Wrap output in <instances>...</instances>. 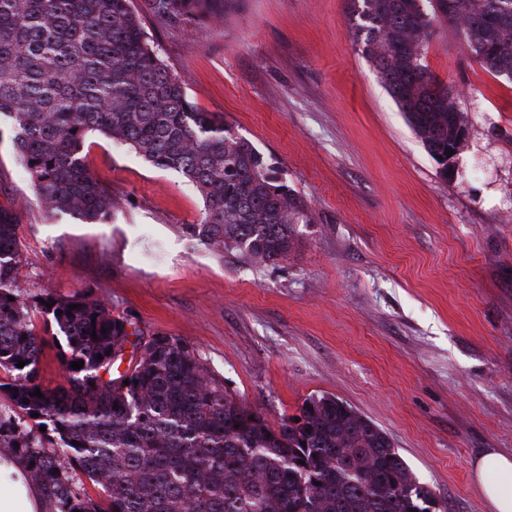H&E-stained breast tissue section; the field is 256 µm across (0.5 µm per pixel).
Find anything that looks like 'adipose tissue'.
<instances>
[{
  "label": "adipose tissue",
  "mask_w": 512,
  "mask_h": 512,
  "mask_svg": "<svg viewBox=\"0 0 512 512\" xmlns=\"http://www.w3.org/2000/svg\"><path fill=\"white\" fill-rule=\"evenodd\" d=\"M473 478L490 512H512V455L485 449L473 464ZM37 488L10 453H0V512H41Z\"/></svg>",
  "instance_id": "adipose-tissue-1"
}]
</instances>
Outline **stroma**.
<instances>
[{
  "mask_svg": "<svg viewBox=\"0 0 512 512\" xmlns=\"http://www.w3.org/2000/svg\"><path fill=\"white\" fill-rule=\"evenodd\" d=\"M131 6L190 101L267 157L309 221L287 259L239 267L187 237L195 188L99 134L84 152L119 202L111 220L49 219L5 132L0 204L23 209L20 287L85 292L143 336L189 343L270 424L336 396L448 512H488L471 462L512 454V79L437 25L424 63L467 120L445 179L356 51L349 0H224L216 22Z\"/></svg>",
  "mask_w": 512,
  "mask_h": 512,
  "instance_id": "stroma-1",
  "label": "stroma"
}]
</instances>
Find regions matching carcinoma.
<instances>
[{
    "label": "carcinoma",
    "mask_w": 512,
    "mask_h": 512,
    "mask_svg": "<svg viewBox=\"0 0 512 512\" xmlns=\"http://www.w3.org/2000/svg\"><path fill=\"white\" fill-rule=\"evenodd\" d=\"M350 5L356 49L448 178V140L467 121L454 91L423 64L424 47L448 24L475 62L511 79L512 0ZM151 10L216 20L224 0H151ZM3 123L50 217L111 218L117 202L83 155L93 133L192 184L204 215L188 237L243 267L288 257L306 217L304 200L254 144L190 101L131 0H0ZM20 220L17 206L0 204V392L11 403L0 447L24 464L49 512H429L434 492L388 434L333 395L309 396L300 421L272 426L172 336L139 338L119 371L128 319L85 294L32 301L19 287ZM50 327L66 342L67 384L54 389L38 382Z\"/></svg>",
    "instance_id": "obj_1"
}]
</instances>
